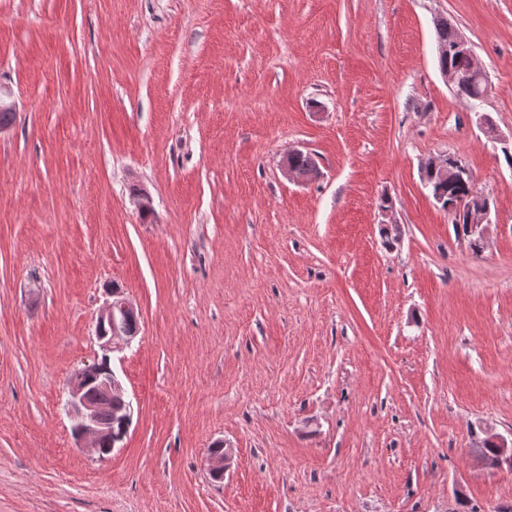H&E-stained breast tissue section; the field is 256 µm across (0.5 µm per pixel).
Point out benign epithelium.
Returning <instances> with one entry per match:
<instances>
[{
	"mask_svg": "<svg viewBox=\"0 0 512 512\" xmlns=\"http://www.w3.org/2000/svg\"><path fill=\"white\" fill-rule=\"evenodd\" d=\"M476 116L480 129L493 147L498 151L511 152L512 135H502L497 125L486 114L478 112ZM431 162L444 179L450 172L460 178L469 174L465 168L448 170L446 155L434 156ZM463 207L470 211L468 238L487 243L489 227L492 224L490 206L475 209L470 205L464 206L462 201L456 203V208ZM129 317H140L137 307L122 291L112 289L110 299L106 300L99 310L95 327V335L102 355L75 373L67 391L65 410L71 421L72 435L79 443V447L89 450L100 458L112 454L114 449L124 441L132 423L134 412L132 401L125 396V390L111 363L112 354L130 346L138 335V332L130 331L125 327L124 321ZM92 382L103 383L110 393L119 399L120 404L115 407L114 414L119 416L122 422L120 434H112V427H106L100 423L101 406L86 394V389ZM229 460L230 449L228 448L224 449L222 454L209 456V472L216 476L224 475Z\"/></svg>",
	"mask_w": 512,
	"mask_h": 512,
	"instance_id": "7a95c632",
	"label": "benign epithelium"
}]
</instances>
